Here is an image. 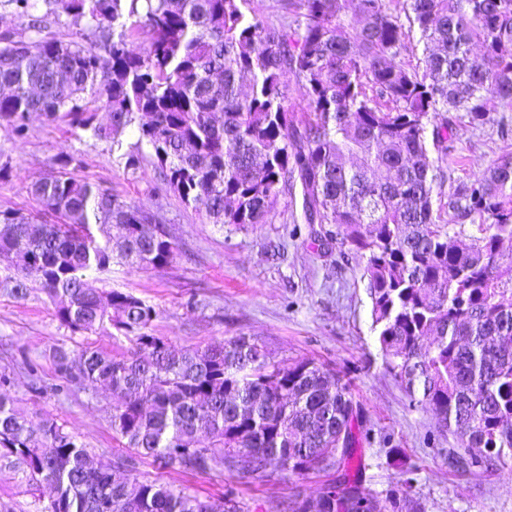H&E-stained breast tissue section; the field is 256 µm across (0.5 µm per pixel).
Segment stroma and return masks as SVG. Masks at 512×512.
<instances>
[{"instance_id": "obj_1", "label": "stroma", "mask_w": 512, "mask_h": 512, "mask_svg": "<svg viewBox=\"0 0 512 512\" xmlns=\"http://www.w3.org/2000/svg\"><path fill=\"white\" fill-rule=\"evenodd\" d=\"M138 138L137 128L131 127L116 145L38 115L32 116L27 135L19 138L0 121V164L10 167L0 180V210L40 211L29 188L56 175L60 158L67 154L81 160L76 176L111 189L122 200L145 209L163 203L167 228L179 245L176 262L147 270L115 263L95 274L96 287L123 291L152 305L153 333L176 349L249 336L264 342L276 360H312L346 374L370 431L360 449L361 481L374 497L385 498L396 489L399 472L407 467L415 471L414 495L423 512H512V464L463 475L450 471L446 456L454 438L431 412L410 407L404 390L385 369L372 330L363 259L343 255L338 244L326 243L324 225L304 223L300 202L289 197L280 200L263 224L241 228L210 223L204 210L182 204L151 163L134 172L126 169V155ZM455 147L456 176L473 180L489 160L512 156V134L500 135L492 126L462 128ZM57 344L74 352L90 346L108 354L130 347L122 337L81 335L62 326L41 291L23 300L0 294V371L14 374L9 394L17 407L55 419L92 458L112 461L123 451L112 432L115 400L105 389L93 396L76 388L66 397L53 392L56 373L49 349ZM25 355L39 365L47 385L42 393L28 387L19 366ZM139 472L202 498L215 499L234 489L245 512H288L297 497L319 494L333 478L319 469L288 480L275 473H183L150 460L140 464ZM50 495L49 488H37L0 462V506L10 512H40Z\"/></svg>"}]
</instances>
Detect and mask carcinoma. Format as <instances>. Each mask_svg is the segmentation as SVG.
I'll return each instance as SVG.
<instances>
[{
	"label": "carcinoma",
	"instance_id": "cac0c4a2",
	"mask_svg": "<svg viewBox=\"0 0 512 512\" xmlns=\"http://www.w3.org/2000/svg\"><path fill=\"white\" fill-rule=\"evenodd\" d=\"M27 37L0 32V120L24 135L34 114L120 143L137 126L127 168L141 145L160 180L213 224H264L301 187L308 224L364 261L377 342L413 408L433 412L464 448L448 466L467 473L512 463V158L482 177H454L455 130L508 131L512 105V0H278L271 20L248 0H53L82 18L89 46L47 32L53 11L6 0ZM423 43L407 68L405 27ZM143 40L133 54L127 42ZM482 47L472 55L471 45ZM305 92L301 120L288 108V82ZM96 107L84 104L86 98ZM111 116L98 124L97 111ZM438 153L430 158V149ZM81 160L31 185L41 213L0 210V293L40 290L61 325L82 334L113 329L132 343L121 355L92 347L52 349L67 396L108 387L116 437L127 454L86 474L85 446L57 421H34L0 396V461L53 488L66 512H225L183 488L140 477L136 461L207 473L231 462L250 474L299 477L351 469L368 439L350 382L310 360L281 365L266 346L238 336L176 352L151 333L154 308L88 277L116 260L163 268L179 256L163 205L147 211L78 178ZM448 192H443L444 186ZM447 201L433 207V198ZM97 224H117L121 241H101ZM31 389L38 364L22 361ZM414 471L380 502L345 472L291 512H360L321 507L356 488L366 512H421Z\"/></svg>",
	"mask_w": 512,
	"mask_h": 512
}]
</instances>
